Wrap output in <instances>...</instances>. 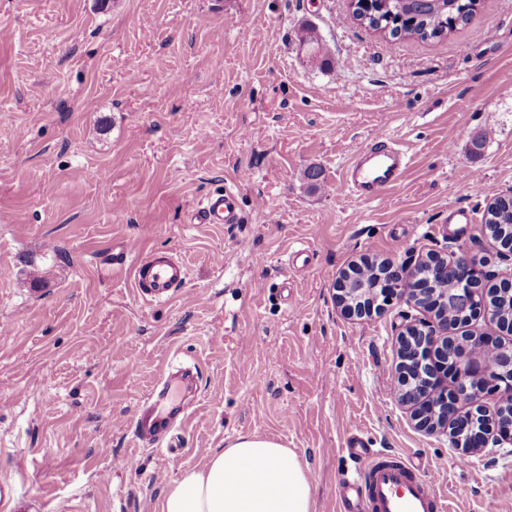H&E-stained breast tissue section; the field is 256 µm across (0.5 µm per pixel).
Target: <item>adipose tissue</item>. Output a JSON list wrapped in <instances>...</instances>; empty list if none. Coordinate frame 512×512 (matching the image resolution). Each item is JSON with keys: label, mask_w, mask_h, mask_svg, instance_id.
<instances>
[{"label": "adipose tissue", "mask_w": 512, "mask_h": 512, "mask_svg": "<svg viewBox=\"0 0 512 512\" xmlns=\"http://www.w3.org/2000/svg\"><path fill=\"white\" fill-rule=\"evenodd\" d=\"M160 512H312L310 468L276 440L241 434L174 480Z\"/></svg>", "instance_id": "adipose-tissue-1"}]
</instances>
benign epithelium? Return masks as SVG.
Listing matches in <instances>:
<instances>
[{
    "label": "benign epithelium",
    "instance_id": "7a95c632",
    "mask_svg": "<svg viewBox=\"0 0 512 512\" xmlns=\"http://www.w3.org/2000/svg\"><path fill=\"white\" fill-rule=\"evenodd\" d=\"M439 265L452 269L458 278L459 293L471 307L467 320L484 312L512 330V316L493 308L479 288L478 272L464 255L448 258L431 253L414 265L399 267L386 263L380 278L391 286L383 292L404 301L410 307L433 315L414 318L400 334L397 365L399 398L412 409L415 425L423 430L448 429L458 448L483 447L490 431L488 414L480 400L497 391L512 393V345L493 341L481 334H448L456 325L448 324L447 303L424 281L421 269ZM354 264L336 280V300L342 310L364 317L375 309L376 299L350 288L355 277ZM455 391L448 393V379ZM468 405L470 409L461 412Z\"/></svg>",
    "mask_w": 512,
    "mask_h": 512
}]
</instances>
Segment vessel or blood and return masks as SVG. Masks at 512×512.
<instances>
[{
    "instance_id": "b4317fda",
    "label": "vessel or blood",
    "mask_w": 512,
    "mask_h": 512,
    "mask_svg": "<svg viewBox=\"0 0 512 512\" xmlns=\"http://www.w3.org/2000/svg\"><path fill=\"white\" fill-rule=\"evenodd\" d=\"M407 167L405 151L395 144L379 141L357 148L345 169L344 179L359 196L381 200L400 181ZM192 219L201 224L240 223L235 194L224 190L209 195ZM112 263L120 268L130 267L137 294L148 302L172 298L188 279L185 260L171 252L144 255L130 244L113 254ZM163 394V389H153L134 417V437L142 445L159 448L173 445L175 416L158 408ZM346 446L360 467L351 478L341 480L342 498L365 502L368 512H448L446 499L412 464L372 448L369 440L358 435L350 436Z\"/></svg>"
}]
</instances>
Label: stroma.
<instances>
[{"label": "stroma", "instance_id": "stroma-1", "mask_svg": "<svg viewBox=\"0 0 512 512\" xmlns=\"http://www.w3.org/2000/svg\"><path fill=\"white\" fill-rule=\"evenodd\" d=\"M303 23L330 67L298 48ZM510 72L503 0L431 42L359 26L350 0H0V485L35 512H160L172 481L250 432L303 455L315 512H341L359 432L450 512H512V445L461 468L400 402L407 305L351 318L334 288L361 258L430 251H467L486 289L512 273L479 224L512 194ZM379 136L408 168L362 199L344 170ZM224 189L240 223H191ZM458 207L474 223H449ZM129 243L181 254L184 288L142 302L130 269L100 262ZM188 366L174 448L139 445L141 396Z\"/></svg>", "mask_w": 512, "mask_h": 512}]
</instances>
